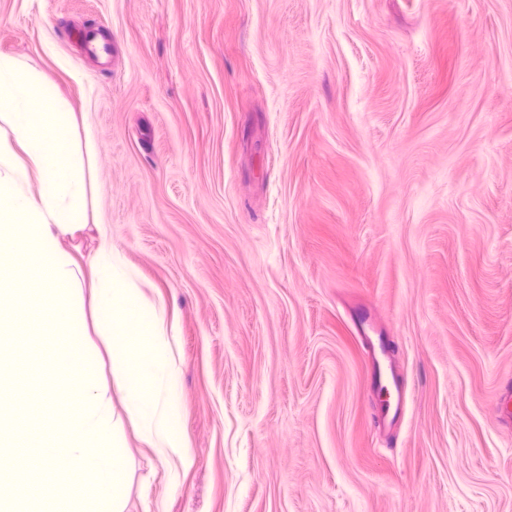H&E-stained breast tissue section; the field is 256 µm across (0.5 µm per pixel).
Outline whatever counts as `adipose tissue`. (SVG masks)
I'll return each instance as SVG.
<instances>
[{
    "label": "adipose tissue",
    "instance_id": "adipose-tissue-1",
    "mask_svg": "<svg viewBox=\"0 0 512 512\" xmlns=\"http://www.w3.org/2000/svg\"><path fill=\"white\" fill-rule=\"evenodd\" d=\"M0 385L24 358L63 361L72 401L54 407L45 391L30 390L9 418L0 417V446L19 456L0 463V512H124L123 421L169 463L189 465L190 444L176 428L169 402L175 368L166 348L171 328L163 303L147 301L109 236L89 267L63 242L102 216L88 205L97 151L78 140L76 118L52 84L21 60L0 54ZM95 325L99 343L87 339ZM113 386L99 385L103 359ZM123 391L126 417L112 410V389ZM72 470L58 474L57 453ZM58 487L56 496L42 492Z\"/></svg>",
    "mask_w": 512,
    "mask_h": 512
}]
</instances>
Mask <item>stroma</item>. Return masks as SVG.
<instances>
[{
  "instance_id": "obj_1",
  "label": "stroma",
  "mask_w": 512,
  "mask_h": 512,
  "mask_svg": "<svg viewBox=\"0 0 512 512\" xmlns=\"http://www.w3.org/2000/svg\"><path fill=\"white\" fill-rule=\"evenodd\" d=\"M176 323L125 512H512V0H0Z\"/></svg>"
}]
</instances>
